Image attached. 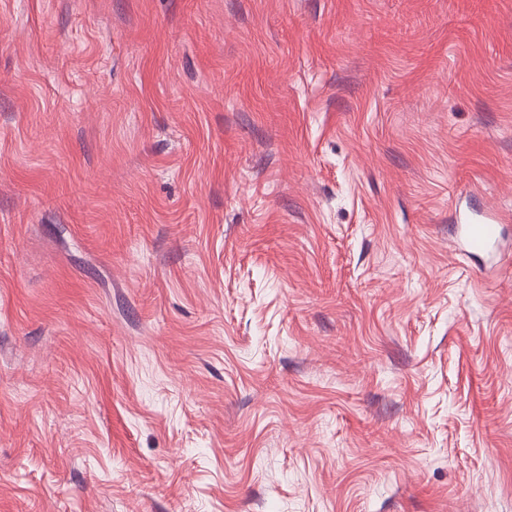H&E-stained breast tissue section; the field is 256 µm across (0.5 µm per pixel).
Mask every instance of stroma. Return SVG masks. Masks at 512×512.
Instances as JSON below:
<instances>
[{
    "label": "stroma",
    "mask_w": 512,
    "mask_h": 512,
    "mask_svg": "<svg viewBox=\"0 0 512 512\" xmlns=\"http://www.w3.org/2000/svg\"><path fill=\"white\" fill-rule=\"evenodd\" d=\"M0 512H512V0H0ZM498 218L491 217L481 224H464L461 244L471 254L494 247L499 240Z\"/></svg>",
    "instance_id": "obj_1"
}]
</instances>
